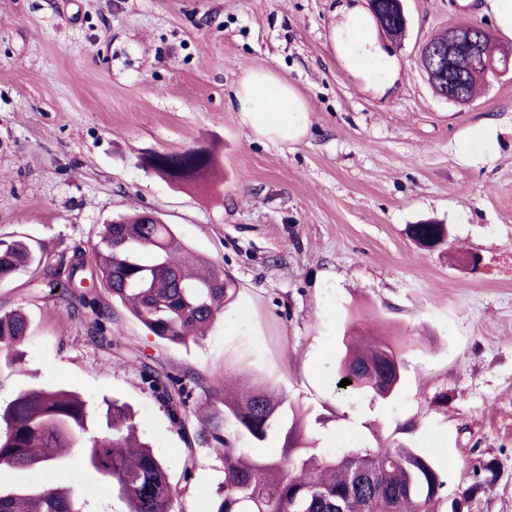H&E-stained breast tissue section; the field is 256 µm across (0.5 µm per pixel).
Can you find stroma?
<instances>
[{
	"instance_id": "35a3bbf8",
	"label": "stroma",
	"mask_w": 512,
	"mask_h": 512,
	"mask_svg": "<svg viewBox=\"0 0 512 512\" xmlns=\"http://www.w3.org/2000/svg\"><path fill=\"white\" fill-rule=\"evenodd\" d=\"M345 0H0V238L45 243L49 262L92 255L113 215L150 211L236 285L206 336L170 344L101 293L120 350L93 344L40 272L0 282V309L24 308L19 372L0 375V403L29 381L127 405L139 436L186 485L174 512H210L222 458L178 431L139 374L150 357L204 382L265 383L307 410L321 451L349 436L373 447L399 425L428 446L449 489L486 461L497 476L470 512H512V72L475 100L437 94L423 45L477 24L497 44L489 0H406L403 39L383 38L399 78L362 90L336 58L330 28ZM265 67L311 108L295 143L245 128L234 105L242 72ZM491 138L481 159L474 139ZM203 148L209 181L176 185L148 168L153 152ZM447 225L449 244L419 248L408 227ZM465 253L480 264L469 270ZM403 342L398 396L380 403L339 385L349 320ZM447 395V406L436 403ZM194 457L191 484L182 480ZM55 481L85 512L125 503L79 458L52 470L0 467L1 489Z\"/></svg>"
}]
</instances>
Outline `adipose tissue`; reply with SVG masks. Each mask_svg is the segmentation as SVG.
<instances>
[{
  "label": "adipose tissue",
  "mask_w": 512,
  "mask_h": 512,
  "mask_svg": "<svg viewBox=\"0 0 512 512\" xmlns=\"http://www.w3.org/2000/svg\"><path fill=\"white\" fill-rule=\"evenodd\" d=\"M375 20L360 5L345 8L331 29L338 57L365 89L386 93L396 81L397 67L375 33ZM235 99L241 123L256 135L274 141H296L311 125V108L297 89L263 67L246 69Z\"/></svg>",
  "instance_id": "1"
}]
</instances>
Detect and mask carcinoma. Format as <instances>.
Here are the masks:
<instances>
[{
    "label": "carcinoma",
    "instance_id": "obj_1",
    "mask_svg": "<svg viewBox=\"0 0 512 512\" xmlns=\"http://www.w3.org/2000/svg\"><path fill=\"white\" fill-rule=\"evenodd\" d=\"M374 9L387 35L403 36L399 0H374ZM447 42L445 34L427 42L438 50L436 72L442 84L460 89L471 100L479 81L470 76L469 52L460 47L450 55ZM146 163L177 185L194 183L199 172L214 168L212 155L199 148L155 152ZM122 220L103 225L93 266L82 252L67 264L68 282L81 289L73 308L92 314L90 337L108 341L110 313L96 298L100 286L160 340L185 344L190 335L204 334L234 295L224 270L202 256L177 260L188 247L168 224H143L138 213L124 214ZM441 229V224H414L410 236L422 247V239ZM32 268L55 276L62 266L48 265L43 248L29 238L0 239V282ZM28 325V316L20 310L0 312V353L4 368L12 373ZM340 369L343 377L355 381L356 389L392 400L402 384L404 358L399 345L352 325ZM141 377L180 431L197 390L208 396L209 404L223 406L210 413L197 432L199 443L224 461V482L211 512H448V479L415 444L393 440L323 456L304 432L300 411L262 387L240 390L218 381L206 388L193 372L176 376L146 363ZM105 416L110 433L90 436L93 411L82 394L25 385L0 405V465L20 470L59 466L79 448L86 469L112 487L126 512H173L174 502L193 479L192 459L185 461L184 487L179 488L169 481L165 463L137 441L138 427L125 405L108 404ZM278 423L285 424L278 455L258 456L242 447L247 440L267 441ZM0 512L81 508L70 488L48 484L32 491L0 490Z\"/></svg>",
    "mask_w": 512,
    "mask_h": 512
}]
</instances>
